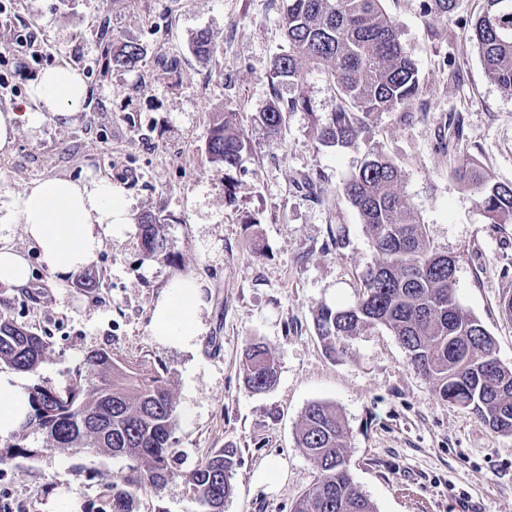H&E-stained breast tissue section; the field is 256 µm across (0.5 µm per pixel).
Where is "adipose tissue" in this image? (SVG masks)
<instances>
[{"instance_id":"ef3b65f1","label":"adipose tissue","mask_w":512,"mask_h":512,"mask_svg":"<svg viewBox=\"0 0 512 512\" xmlns=\"http://www.w3.org/2000/svg\"><path fill=\"white\" fill-rule=\"evenodd\" d=\"M88 96L81 76L66 66L43 71L30 88L24 113L0 111V149L8 147L18 120L39 127L48 118L69 120ZM41 264L57 283L90 266L105 241L123 239L129 230V207L121 188L107 178L57 176L33 182L10 215ZM204 305L202 285L178 278L157 303L152 329L162 343L186 344L199 334L197 316ZM29 411L28 392L20 380L0 375V435L13 431Z\"/></svg>"}]
</instances>
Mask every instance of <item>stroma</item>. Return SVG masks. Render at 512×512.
Listing matches in <instances>:
<instances>
[{"instance_id":"35a3bbf8","label":"stroma","mask_w":512,"mask_h":512,"mask_svg":"<svg viewBox=\"0 0 512 512\" xmlns=\"http://www.w3.org/2000/svg\"><path fill=\"white\" fill-rule=\"evenodd\" d=\"M0 110H18L46 68L65 65L89 96L70 122L18 123L0 150V213L31 181L92 174L119 185L133 227L105 243L90 271L98 288L71 275L66 287L30 250L21 225L0 224V240L25 253L28 284L0 283L11 318L50 348L26 384L58 385L95 349L158 369L176 402L171 468L160 492H139L136 512H199L187 474L221 448L237 449L235 491L224 512H291L317 472L296 445L301 416L314 402L336 407L350 428L345 459L376 512H512V436H498L468 409L437 400L382 327L355 337L346 355L329 356L318 338L320 304H346L379 261L341 188L367 154L402 170L397 190L425 224L431 245L457 259L456 298L497 342L512 366V224L487 223L473 191L452 174L466 158L512 183V96L485 75L471 23L484 0H459L438 20L425 0H383L416 62L423 90L411 114L363 119L354 146H323L319 128L340 102L328 75L301 64L310 109L286 113L279 136L258 115L272 98L288 101V83L271 84L273 58L288 49L278 25L282 0H0ZM31 28L52 48L47 58L11 49ZM134 42L131 70H102L101 30ZM215 48L192 52L199 34ZM176 61L180 78L162 76ZM228 118L246 141L241 165L225 172L205 140ZM159 218L168 258L143 255L138 224ZM263 245L256 253L255 245ZM205 284L201 333L191 347L164 345L152 333L156 303L171 280ZM261 339L279 362L269 392L254 394L239 374L245 343ZM31 455L0 463V512H106L113 485L135 461L50 447L46 436H0ZM274 465L271 486L255 476Z\"/></svg>"}]
</instances>
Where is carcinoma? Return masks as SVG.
Wrapping results in <instances>:
<instances>
[{
	"label": "carcinoma",
	"mask_w": 512,
	"mask_h": 512,
	"mask_svg": "<svg viewBox=\"0 0 512 512\" xmlns=\"http://www.w3.org/2000/svg\"><path fill=\"white\" fill-rule=\"evenodd\" d=\"M427 2L428 13L438 19L450 18L457 8V0ZM281 27L288 51L274 58L271 80L302 86L299 64L305 62L338 85L342 105L320 127L323 145L354 144L359 113L411 114L422 91L419 71L382 0H282ZM472 38L487 76L512 95V0H484ZM141 55L136 43L118 44L105 53L104 71L133 68ZM260 120L277 135L283 106L271 101ZM244 149V140L228 122L210 124L206 150L224 171L240 165ZM455 173L474 190L489 223H512V184L491 179L467 159ZM401 179L392 160L376 156L344 184L342 194L356 209L380 261L366 274L353 303L318 307L317 334L336 356L347 352L352 338L386 328L437 399L470 410L495 434L512 436V367L497 358L496 341L481 321L457 302L450 268L454 257L431 247L425 225L397 192ZM140 230L147 258L167 255L168 241L155 217H143ZM47 353L43 337L17 324L0 306V364L34 373ZM241 372L251 392L264 393L277 381V360L263 343L251 340ZM29 407L21 431L42 432L57 448L143 464L125 486L112 485L111 512H135L137 492L159 491L172 477L176 407L167 379L155 368L121 363L107 350H93L85 358V371L64 384L32 386ZM348 439L347 425L334 406L313 402L306 407L297 447L317 478L293 512H375L347 468ZM236 466L237 450L222 448L186 476L203 512H224V502L234 493Z\"/></svg>",
	"instance_id": "obj_1"
}]
</instances>
